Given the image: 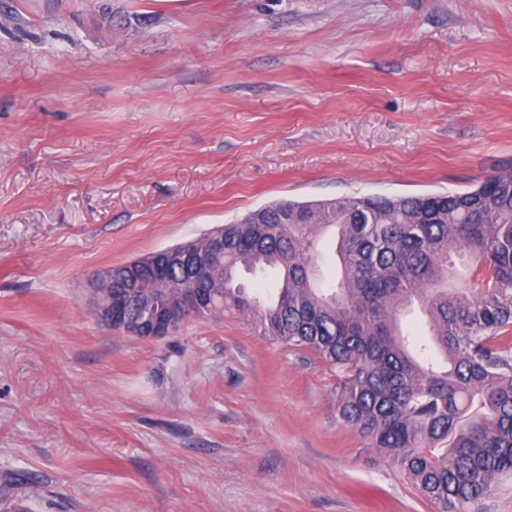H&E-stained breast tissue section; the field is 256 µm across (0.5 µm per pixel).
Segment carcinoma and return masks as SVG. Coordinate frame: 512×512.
Returning <instances> with one entry per match:
<instances>
[{"mask_svg": "<svg viewBox=\"0 0 512 512\" xmlns=\"http://www.w3.org/2000/svg\"><path fill=\"white\" fill-rule=\"evenodd\" d=\"M327 227L340 265L330 292L310 253ZM223 230L224 254L196 279L219 312L180 321L235 312L315 353L336 377L340 420L443 512H471L512 474V169L463 192L282 199ZM241 267L277 271L275 296H248ZM415 302L427 340L401 327Z\"/></svg>", "mask_w": 512, "mask_h": 512, "instance_id": "cac0c4a2", "label": "carcinoma"}]
</instances>
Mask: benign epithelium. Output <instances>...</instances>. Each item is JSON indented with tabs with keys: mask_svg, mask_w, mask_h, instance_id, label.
<instances>
[{
	"mask_svg": "<svg viewBox=\"0 0 512 512\" xmlns=\"http://www.w3.org/2000/svg\"><path fill=\"white\" fill-rule=\"evenodd\" d=\"M172 263L180 265L188 278L194 277L204 265L202 254L188 245H182L165 249L145 260L131 262L127 274L118 280L113 279L108 271L92 275L87 281V297L95 320L116 333L142 340H157L170 335L173 320L163 321L151 311L134 318L130 316L129 308L133 303L148 308V302L140 292L141 274L147 272L161 283L166 267ZM169 307L176 314L185 307L207 311L211 309V304L206 295L197 289L184 288L176 297L169 299Z\"/></svg>",
	"mask_w": 512,
	"mask_h": 512,
	"instance_id": "7a95c632",
	"label": "benign epithelium"
}]
</instances>
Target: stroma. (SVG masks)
Masks as SVG:
<instances>
[{
	"label": "stroma",
	"instance_id": "stroma-1",
	"mask_svg": "<svg viewBox=\"0 0 512 512\" xmlns=\"http://www.w3.org/2000/svg\"><path fill=\"white\" fill-rule=\"evenodd\" d=\"M0 499L440 512L249 318L142 341L89 274L279 199L512 168V0H0Z\"/></svg>",
	"mask_w": 512,
	"mask_h": 512
}]
</instances>
